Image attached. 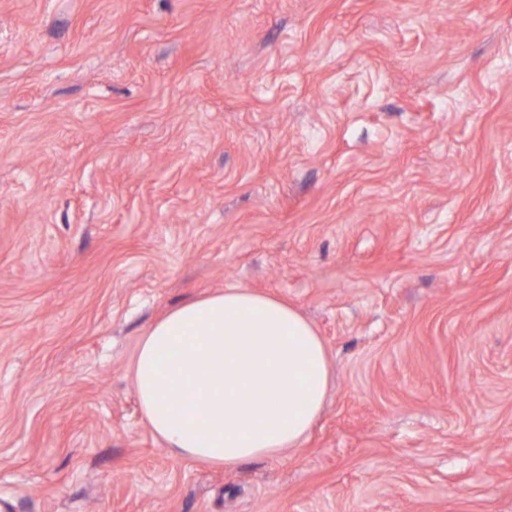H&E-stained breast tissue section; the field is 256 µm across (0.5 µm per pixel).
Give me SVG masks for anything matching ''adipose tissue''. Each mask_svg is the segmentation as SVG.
Instances as JSON below:
<instances>
[{
  "label": "adipose tissue",
  "mask_w": 512,
  "mask_h": 512,
  "mask_svg": "<svg viewBox=\"0 0 512 512\" xmlns=\"http://www.w3.org/2000/svg\"><path fill=\"white\" fill-rule=\"evenodd\" d=\"M133 373L143 417L170 453L224 466L297 447L331 384L329 355L311 323L240 286L153 324Z\"/></svg>",
  "instance_id": "ef3b65f1"
}]
</instances>
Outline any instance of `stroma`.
I'll use <instances>...</instances> for the list:
<instances>
[{
    "instance_id": "35a3bbf8",
    "label": "stroma",
    "mask_w": 512,
    "mask_h": 512,
    "mask_svg": "<svg viewBox=\"0 0 512 512\" xmlns=\"http://www.w3.org/2000/svg\"><path fill=\"white\" fill-rule=\"evenodd\" d=\"M239 285L299 447L173 457L132 362ZM6 512H512V0H0Z\"/></svg>"
}]
</instances>
